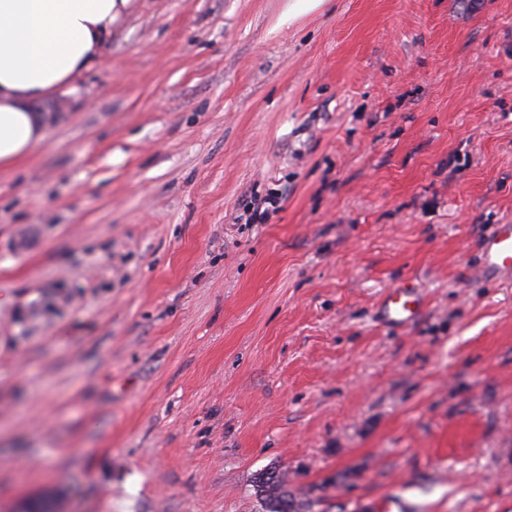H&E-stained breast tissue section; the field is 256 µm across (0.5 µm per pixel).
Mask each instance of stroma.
<instances>
[{
	"mask_svg": "<svg viewBox=\"0 0 512 512\" xmlns=\"http://www.w3.org/2000/svg\"><path fill=\"white\" fill-rule=\"evenodd\" d=\"M293 2L131 0L0 170V512H512V0ZM480 266L484 274L512 273V224H495L480 246ZM423 305L422 292L403 281L388 292L380 306V311L386 324L405 328L420 317ZM261 499L265 502L267 512H298L294 500L285 489L284 475L277 470H267L257 482Z\"/></svg>",
	"mask_w": 512,
	"mask_h": 512,
	"instance_id": "1",
	"label": "stroma"
}]
</instances>
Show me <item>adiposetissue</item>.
<instances>
[{"label": "adipose tissue", "instance_id": "adipose-tissue-1", "mask_svg": "<svg viewBox=\"0 0 512 512\" xmlns=\"http://www.w3.org/2000/svg\"><path fill=\"white\" fill-rule=\"evenodd\" d=\"M130 0H0V168L44 139L35 103L72 89L101 58Z\"/></svg>", "mask_w": 512, "mask_h": 512}]
</instances>
